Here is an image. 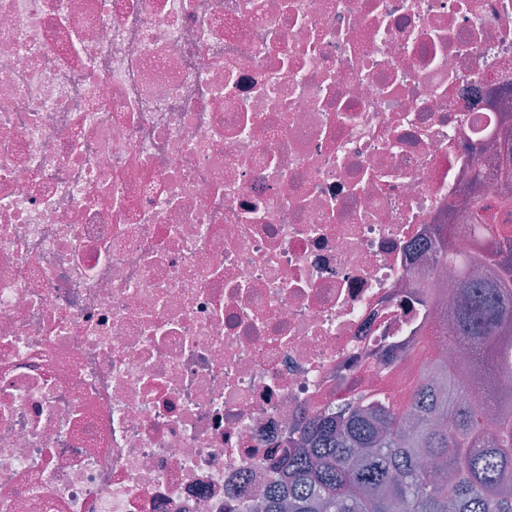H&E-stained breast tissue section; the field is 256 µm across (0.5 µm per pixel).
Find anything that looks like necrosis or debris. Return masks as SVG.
Returning <instances> with one entry per match:
<instances>
[{"label": "necrosis or debris", "instance_id": "1", "mask_svg": "<svg viewBox=\"0 0 512 512\" xmlns=\"http://www.w3.org/2000/svg\"><path fill=\"white\" fill-rule=\"evenodd\" d=\"M507 129L512 0H0V512H260L457 365Z\"/></svg>", "mask_w": 512, "mask_h": 512}]
</instances>
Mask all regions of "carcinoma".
Segmentation results:
<instances>
[{
	"mask_svg": "<svg viewBox=\"0 0 512 512\" xmlns=\"http://www.w3.org/2000/svg\"><path fill=\"white\" fill-rule=\"evenodd\" d=\"M470 176L456 228L471 233L464 256L436 250L457 270L463 299L452 313L455 342L469 359L450 369L436 360L408 402H358L318 416L309 448L273 462L263 512H512V188L484 204ZM503 274L473 277L489 256Z\"/></svg>",
	"mask_w": 512,
	"mask_h": 512,
	"instance_id": "carcinoma-1",
	"label": "carcinoma"
}]
</instances>
